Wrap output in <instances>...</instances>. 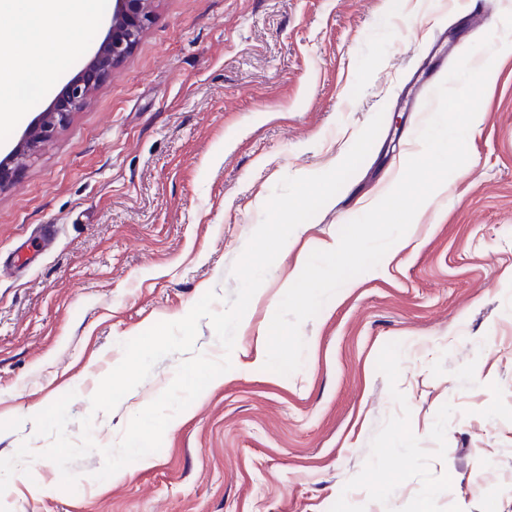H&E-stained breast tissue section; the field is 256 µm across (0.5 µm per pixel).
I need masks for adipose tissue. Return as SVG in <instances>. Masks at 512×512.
<instances>
[{
	"mask_svg": "<svg viewBox=\"0 0 512 512\" xmlns=\"http://www.w3.org/2000/svg\"><path fill=\"white\" fill-rule=\"evenodd\" d=\"M96 0H0V38L10 39L22 50L23 63L0 70V101L16 100V80L26 77L32 83H47L53 76L39 65L54 24L66 15L81 22L95 13Z\"/></svg>",
	"mask_w": 512,
	"mask_h": 512,
	"instance_id": "1",
	"label": "adipose tissue"
}]
</instances>
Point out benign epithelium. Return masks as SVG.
Segmentation results:
<instances>
[{"mask_svg": "<svg viewBox=\"0 0 512 512\" xmlns=\"http://www.w3.org/2000/svg\"><path fill=\"white\" fill-rule=\"evenodd\" d=\"M153 0H113L110 32L98 45L83 70L65 87L60 98L45 112L17 143L10 161L33 160L51 142L55 132L65 126L71 114L86 102L96 87L112 77V72L138 42L151 23Z\"/></svg>", "mask_w": 512, "mask_h": 512, "instance_id": "7a95c632", "label": "benign epithelium"}]
</instances>
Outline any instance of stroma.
I'll return each mask as SVG.
<instances>
[{"instance_id": "1", "label": "stroma", "mask_w": 512, "mask_h": 512, "mask_svg": "<svg viewBox=\"0 0 512 512\" xmlns=\"http://www.w3.org/2000/svg\"><path fill=\"white\" fill-rule=\"evenodd\" d=\"M95 19L59 18L55 80L14 108L0 159L92 58ZM131 54L0 189V458L46 449L33 417L66 393L93 416L75 491L29 464L0 512H512V0H155ZM493 35L490 57L474 45ZM491 64L469 159L406 247L305 321L302 368L265 370L266 330L315 250L400 178L454 62ZM383 124L340 191L298 226L237 329L230 371L148 463L103 481L102 448L172 382L161 359L92 413L121 344L234 294L232 267L286 177L326 172Z\"/></svg>"}]
</instances>
